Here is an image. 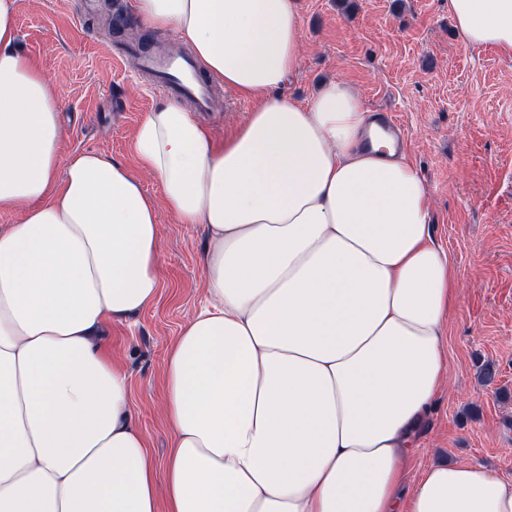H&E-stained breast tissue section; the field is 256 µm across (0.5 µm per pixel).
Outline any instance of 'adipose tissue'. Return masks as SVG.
<instances>
[{"mask_svg": "<svg viewBox=\"0 0 512 512\" xmlns=\"http://www.w3.org/2000/svg\"><path fill=\"white\" fill-rule=\"evenodd\" d=\"M207 77L257 105L223 141L167 101L138 172L63 156L59 99L0 0V512H512L473 462L406 466L447 374L459 301L426 182L346 84L285 96L296 0H133ZM469 45L512 54V0H448ZM163 187L162 199L140 180ZM206 232V301L162 365L155 464L99 336L161 288L160 213Z\"/></svg>", "mask_w": 512, "mask_h": 512, "instance_id": "adipose-tissue-1", "label": "adipose tissue"}]
</instances>
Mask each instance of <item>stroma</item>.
<instances>
[{"label":"stroma","instance_id":"35a3bbf8","mask_svg":"<svg viewBox=\"0 0 512 512\" xmlns=\"http://www.w3.org/2000/svg\"><path fill=\"white\" fill-rule=\"evenodd\" d=\"M16 0L19 50L38 63L59 96L64 156L95 151L136 169L133 131L164 101L126 43L156 50L176 44L134 18L131 0ZM304 52L286 92L313 98L330 80L394 112L406 155L427 182L431 230L463 288L442 350L441 390L409 461L413 475L434 463L473 461L512 476V55L472 47L448 14V0H296ZM223 101L208 114L217 138L255 106L214 86ZM205 231L164 217L162 288L136 317L110 324L103 343L128 374L135 421L155 462L168 431L158 414L160 364L186 319L205 299ZM495 374L481 382L482 365Z\"/></svg>","mask_w":512,"mask_h":512}]
</instances>
